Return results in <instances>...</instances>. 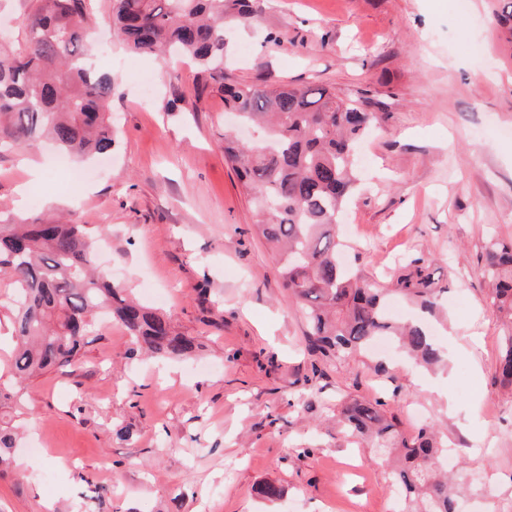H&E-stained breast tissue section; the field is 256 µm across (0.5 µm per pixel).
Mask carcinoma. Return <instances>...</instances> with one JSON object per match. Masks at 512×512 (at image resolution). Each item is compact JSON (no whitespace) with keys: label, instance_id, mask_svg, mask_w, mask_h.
<instances>
[{"label":"carcinoma","instance_id":"1","mask_svg":"<svg viewBox=\"0 0 512 512\" xmlns=\"http://www.w3.org/2000/svg\"><path fill=\"white\" fill-rule=\"evenodd\" d=\"M96 0H32L24 43L0 44V154L52 140L70 156L112 152L116 133L106 113L112 75L89 63V20ZM112 23L128 49L156 54L175 50L218 83L224 110L262 139L224 134V156L254 198V227L278 253V274L290 300L303 311L315 356L312 374L329 361L347 360L377 338L389 337L423 367L445 363L427 325L387 315L399 296L433 315L447 286L436 260L409 258L386 287L343 266L344 239L336 221L358 179V142L377 116L328 87L224 83V19L246 22L249 0H111ZM499 38L512 47V0H495ZM483 274L492 313L501 322L494 382L512 390V237H490ZM94 242L84 224H0V273L13 292L5 307L17 337L13 375L0 382V400L24 409L25 384L61 371L97 335L98 317L118 320L153 354L182 358L195 339L175 332L169 318L130 298L127 289L94 272ZM349 435L394 458L388 479L403 493L402 512H458L465 487L439 466L448 448L424 426L403 435L384 403L352 398L336 408ZM16 426L0 418V474L12 463Z\"/></svg>","mask_w":512,"mask_h":512}]
</instances>
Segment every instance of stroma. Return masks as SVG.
Masks as SVG:
<instances>
[{"label":"stroma","instance_id":"1","mask_svg":"<svg viewBox=\"0 0 512 512\" xmlns=\"http://www.w3.org/2000/svg\"><path fill=\"white\" fill-rule=\"evenodd\" d=\"M252 3L250 27L224 25L230 81L329 86L379 116L341 216L347 264L384 281L408 257L437 259L448 366L369 355L311 374L304 317L224 158L222 94L187 65L130 53L97 0L92 59L112 75L117 143L87 166L48 144L0 155V222L99 228L100 271L200 347L150 357L106 322L68 371L28 381L0 512H397L387 462L334 421L351 397L383 401L405 435L447 434L466 512L512 500V393L493 380L500 327L481 276L487 235L512 236V53L491 0ZM26 156L42 176L22 199Z\"/></svg>","mask_w":512,"mask_h":512}]
</instances>
